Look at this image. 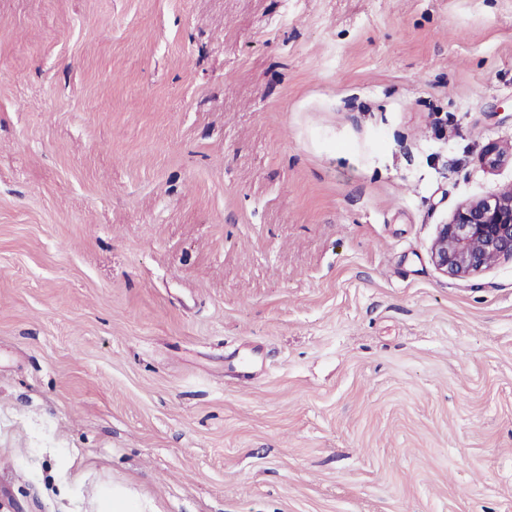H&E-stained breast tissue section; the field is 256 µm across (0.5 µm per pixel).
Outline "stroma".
Wrapping results in <instances>:
<instances>
[{
    "label": "stroma",
    "instance_id": "35a3bbf8",
    "mask_svg": "<svg viewBox=\"0 0 512 512\" xmlns=\"http://www.w3.org/2000/svg\"><path fill=\"white\" fill-rule=\"evenodd\" d=\"M511 187L512 0H0V512H512ZM444 275L468 276L512 259V190L459 207L438 227L431 249Z\"/></svg>",
    "mask_w": 512,
    "mask_h": 512
}]
</instances>
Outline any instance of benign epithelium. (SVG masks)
Segmentation results:
<instances>
[{"instance_id": "7a95c632", "label": "benign epithelium", "mask_w": 512, "mask_h": 512, "mask_svg": "<svg viewBox=\"0 0 512 512\" xmlns=\"http://www.w3.org/2000/svg\"><path fill=\"white\" fill-rule=\"evenodd\" d=\"M443 274L464 277L512 259V190L459 207L438 227L431 249Z\"/></svg>"}]
</instances>
